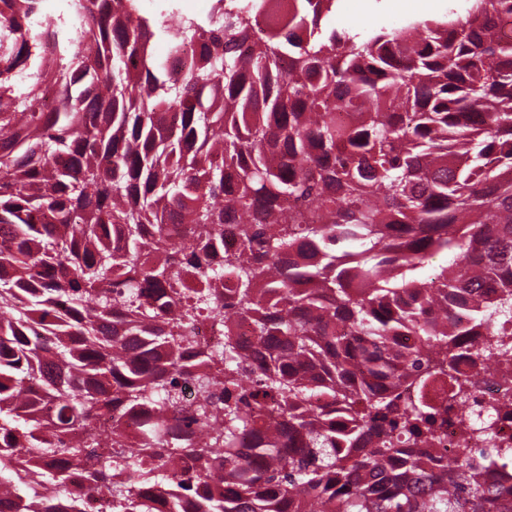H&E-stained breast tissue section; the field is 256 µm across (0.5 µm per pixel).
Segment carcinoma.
Here are the masks:
<instances>
[{"instance_id":"obj_1","label":"carcinoma","mask_w":512,"mask_h":512,"mask_svg":"<svg viewBox=\"0 0 512 512\" xmlns=\"http://www.w3.org/2000/svg\"><path fill=\"white\" fill-rule=\"evenodd\" d=\"M335 2L215 0L175 77L177 0H0V512H82L28 494L79 468L111 512H512L470 450L426 467L456 356L512 323V0L342 31Z\"/></svg>"}]
</instances>
